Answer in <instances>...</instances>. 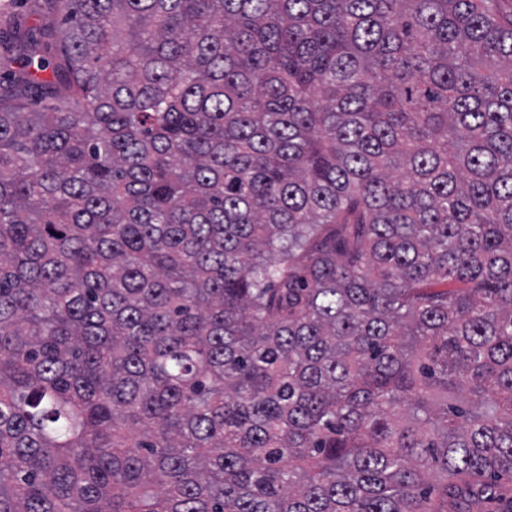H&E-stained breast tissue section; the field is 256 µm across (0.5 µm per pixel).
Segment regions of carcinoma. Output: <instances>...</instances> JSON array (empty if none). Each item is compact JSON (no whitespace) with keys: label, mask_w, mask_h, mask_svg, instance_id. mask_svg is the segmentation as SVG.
Instances as JSON below:
<instances>
[{"label":"carcinoma","mask_w":512,"mask_h":512,"mask_svg":"<svg viewBox=\"0 0 512 512\" xmlns=\"http://www.w3.org/2000/svg\"><path fill=\"white\" fill-rule=\"evenodd\" d=\"M44 4L0 38L53 98L0 95V512H478L512 3Z\"/></svg>","instance_id":"obj_1"}]
</instances>
